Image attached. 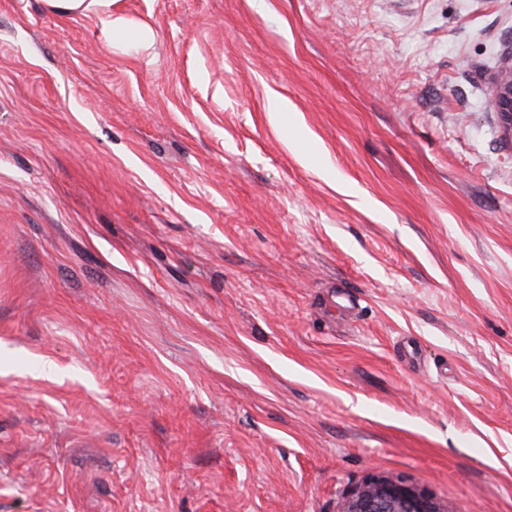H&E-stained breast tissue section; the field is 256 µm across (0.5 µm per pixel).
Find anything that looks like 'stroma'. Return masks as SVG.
<instances>
[{"label": "stroma", "instance_id": "stroma-1", "mask_svg": "<svg viewBox=\"0 0 512 512\" xmlns=\"http://www.w3.org/2000/svg\"><path fill=\"white\" fill-rule=\"evenodd\" d=\"M113 12L0 0V512H512V0ZM45 2L48 8L62 16L94 14L100 29L108 36H113L123 28L120 20L112 13V5L117 0H45ZM493 104L500 116L502 130L512 138V52L494 78ZM338 512H449L431 496L402 482L374 476L355 487Z\"/></svg>", "mask_w": 512, "mask_h": 512}]
</instances>
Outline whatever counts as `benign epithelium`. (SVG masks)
<instances>
[{"label": "benign epithelium", "instance_id": "1", "mask_svg": "<svg viewBox=\"0 0 512 512\" xmlns=\"http://www.w3.org/2000/svg\"><path fill=\"white\" fill-rule=\"evenodd\" d=\"M494 86V107L504 134L512 138V54L503 62ZM338 512H448V508L412 486L374 476L350 491Z\"/></svg>", "mask_w": 512, "mask_h": 512}]
</instances>
